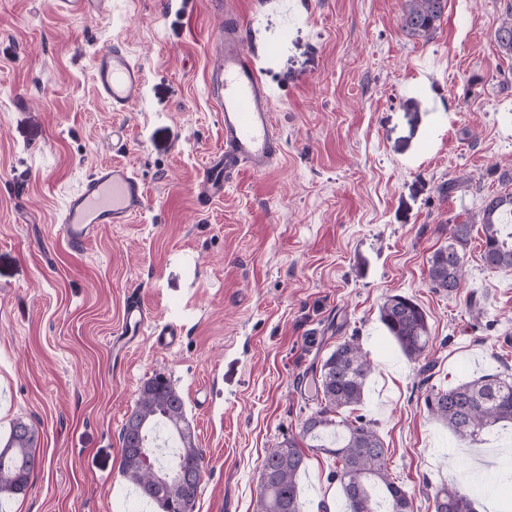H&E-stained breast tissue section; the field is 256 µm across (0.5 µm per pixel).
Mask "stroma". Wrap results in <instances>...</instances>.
Returning <instances> with one entry per match:
<instances>
[{
    "instance_id": "1",
    "label": "stroma",
    "mask_w": 512,
    "mask_h": 512,
    "mask_svg": "<svg viewBox=\"0 0 512 512\" xmlns=\"http://www.w3.org/2000/svg\"><path fill=\"white\" fill-rule=\"evenodd\" d=\"M404 3L295 0L287 16L233 0L276 92L284 158L205 203L198 182L224 147L206 84L222 9L109 0L86 18L58 0H0V433L33 423L44 459L0 512H154L121 472L120 433L157 374L181 394L203 453L195 512H256L267 452L299 438L316 366L350 338L374 365L363 412L414 512L466 481L485 487L478 512H512V475L478 468L481 447L428 415L422 383L427 362L444 388L512 374V270L484 265L481 231L457 291L427 279L449 219L512 190V55L494 39L512 0H448L427 40L402 29ZM115 44L145 75L124 112L92 79L93 52ZM109 164L139 174L147 206L69 253L56 216ZM393 294L428 315L425 362L408 361L379 320ZM133 296L151 325L183 324L180 346L144 335L113 349ZM305 456L302 512H343L332 457Z\"/></svg>"
}]
</instances>
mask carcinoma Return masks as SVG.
I'll list each match as a JSON object with an SVG mask.
<instances>
[{
  "label": "carcinoma",
  "mask_w": 512,
  "mask_h": 512,
  "mask_svg": "<svg viewBox=\"0 0 512 512\" xmlns=\"http://www.w3.org/2000/svg\"><path fill=\"white\" fill-rule=\"evenodd\" d=\"M448 0H405L402 28L429 38L444 16ZM499 48L512 55V13L494 34ZM512 192L483 196L473 216L450 225L451 243L428 259L429 285L454 292L462 279L460 249L473 226L481 225L482 260L490 269H512ZM379 320L402 353L416 362L429 346L425 311L400 294L386 297ZM373 367L359 343L347 340L322 361L316 377V409L303 422L302 437L335 458L334 477L347 503L346 512H414L407 491L389 472L387 448L375 423L355 414L362 404ZM427 413L461 441L478 444L493 427L512 425V375L480 376L453 388L430 386ZM39 432L21 418L0 440V494L19 495L42 466L36 454ZM121 465L127 481L159 512H194L202 478V456L185 414L182 396L171 382L156 375L140 389L136 405L121 430ZM305 457L298 443L284 440L266 455L260 474L257 512H301L299 474ZM479 489L444 485L433 496L434 512H477Z\"/></svg>",
  "instance_id": "obj_1"
}]
</instances>
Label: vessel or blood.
<instances>
[{
    "instance_id": "vessel-or-blood-1",
    "label": "vessel or blood",
    "mask_w": 512,
    "mask_h": 512,
    "mask_svg": "<svg viewBox=\"0 0 512 512\" xmlns=\"http://www.w3.org/2000/svg\"><path fill=\"white\" fill-rule=\"evenodd\" d=\"M245 42L244 24L234 13H226L216 63L207 74L224 125V147L210 158L198 185L200 196L208 200L222 197L227 180L241 170L262 173L279 166L283 159L272 117V94ZM92 72L99 97L112 111H126L143 93V69L124 49L112 46L95 51ZM146 203L144 183L128 166L112 164L94 169L69 195L58 217L68 248L82 252L101 225L129 223ZM148 321L144 306L128 300L116 346H130L148 330L157 348L167 350L179 343L182 324L168 322L152 329Z\"/></svg>"
}]
</instances>
